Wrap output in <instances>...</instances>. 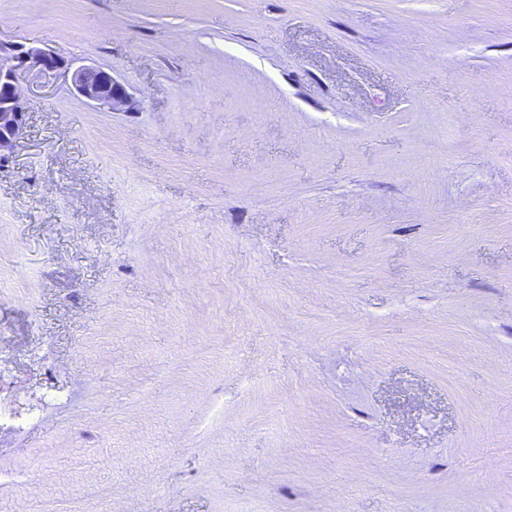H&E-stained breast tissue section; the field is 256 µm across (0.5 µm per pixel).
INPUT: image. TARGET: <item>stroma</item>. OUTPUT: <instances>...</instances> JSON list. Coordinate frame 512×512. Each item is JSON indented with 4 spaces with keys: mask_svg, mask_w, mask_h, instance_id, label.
<instances>
[{
    "mask_svg": "<svg viewBox=\"0 0 512 512\" xmlns=\"http://www.w3.org/2000/svg\"><path fill=\"white\" fill-rule=\"evenodd\" d=\"M95 65L0 168V512H512V0H0Z\"/></svg>",
    "mask_w": 512,
    "mask_h": 512,
    "instance_id": "1",
    "label": "stroma"
}]
</instances>
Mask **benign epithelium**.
Listing matches in <instances>:
<instances>
[{
  "label": "benign epithelium",
  "instance_id": "benign-epithelium-1",
  "mask_svg": "<svg viewBox=\"0 0 512 512\" xmlns=\"http://www.w3.org/2000/svg\"><path fill=\"white\" fill-rule=\"evenodd\" d=\"M64 70L71 74L74 91L86 101L113 112L138 110L140 101L112 74L92 66L74 68L55 52L0 41V166L12 157L17 143L26 136V91L30 72L50 77Z\"/></svg>",
  "mask_w": 512,
  "mask_h": 512
}]
</instances>
